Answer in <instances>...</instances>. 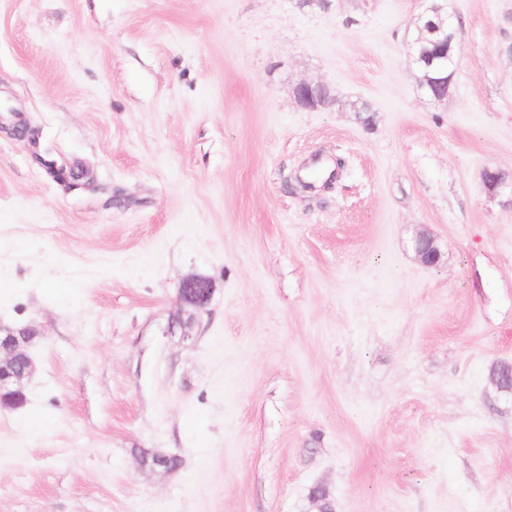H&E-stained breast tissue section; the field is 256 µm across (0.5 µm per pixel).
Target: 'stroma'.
I'll list each match as a JSON object with an SVG mask.
<instances>
[{
  "label": "stroma",
  "instance_id": "stroma-1",
  "mask_svg": "<svg viewBox=\"0 0 512 512\" xmlns=\"http://www.w3.org/2000/svg\"><path fill=\"white\" fill-rule=\"evenodd\" d=\"M429 5L0 0V512H512V0H447L442 101ZM455 26L443 6L433 4L419 18V36L411 45L418 67L427 70L422 86L434 100L447 98L456 72ZM294 93L298 102L306 108L317 109L335 102V98L329 95L324 84L301 82L296 85ZM413 247L420 261L427 266H433L440 260V252L434 240L425 234L419 235L413 242ZM215 286L210 278L192 276L183 279L178 288L180 310L169 326L171 334L177 326L181 336H191L187 333L198 315L210 303ZM41 335L32 325H0V411L25 404L27 381L34 370L30 348Z\"/></svg>",
  "mask_w": 512,
  "mask_h": 512
}]
</instances>
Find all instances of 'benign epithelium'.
I'll return each mask as SVG.
<instances>
[{
	"label": "benign epithelium",
	"instance_id": "benign-epithelium-1",
	"mask_svg": "<svg viewBox=\"0 0 512 512\" xmlns=\"http://www.w3.org/2000/svg\"><path fill=\"white\" fill-rule=\"evenodd\" d=\"M412 56L417 64L427 70L423 87L436 101L448 96L456 72L455 26L453 16L443 6L434 4L419 18V36L411 45ZM298 102L311 109L326 107L335 102L323 84L300 82L296 85ZM482 184L492 195H512V183L491 170L481 176ZM413 247L420 261L433 266L440 260V252L434 240L425 234L415 238ZM215 291L211 279L192 276L181 281L178 294L180 310L169 326L170 333L181 330L187 335L202 310L210 303ZM41 332L34 326L20 328L0 325V411L22 407L26 402V385L34 370L30 348Z\"/></svg>",
	"mask_w": 512,
	"mask_h": 512
}]
</instances>
